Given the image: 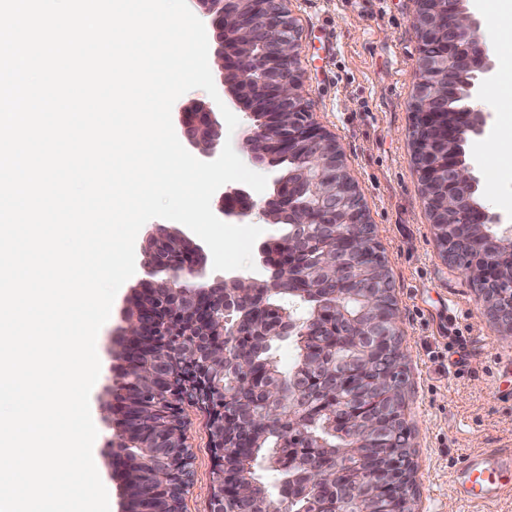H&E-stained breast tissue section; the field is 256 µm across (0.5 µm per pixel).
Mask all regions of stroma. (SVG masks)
Segmentation results:
<instances>
[{
	"mask_svg": "<svg viewBox=\"0 0 512 512\" xmlns=\"http://www.w3.org/2000/svg\"><path fill=\"white\" fill-rule=\"evenodd\" d=\"M480 36L495 62L478 104L487 115L470 137L487 210L512 224V0H470ZM301 45L302 93L310 119L335 136L374 228L400 316L403 423L414 465L411 512H512V481L495 501L470 503L451 481L460 460L490 448H512V331L482 308L478 287L454 269L438 241L413 163L411 103L419 41L414 0H291ZM146 222L135 245V273L119 289L96 350L101 371L90 394L98 436L93 459L108 492L110 512H125L104 453L120 428L100 409L119 380L109 355L144 276ZM185 441L193 453L192 484L182 512H208L213 456L205 414L183 404Z\"/></svg>",
	"mask_w": 512,
	"mask_h": 512,
	"instance_id": "stroma-1",
	"label": "stroma"
}]
</instances>
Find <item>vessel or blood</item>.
<instances>
[{
    "label": "vessel or blood",
    "mask_w": 512,
    "mask_h": 512,
    "mask_svg": "<svg viewBox=\"0 0 512 512\" xmlns=\"http://www.w3.org/2000/svg\"><path fill=\"white\" fill-rule=\"evenodd\" d=\"M512 472V448L467 455L456 471L457 482L473 499H489L499 488L500 477Z\"/></svg>",
    "instance_id": "vessel-or-blood-1"
}]
</instances>
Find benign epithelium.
Segmentation results:
<instances>
[{"mask_svg":"<svg viewBox=\"0 0 512 512\" xmlns=\"http://www.w3.org/2000/svg\"><path fill=\"white\" fill-rule=\"evenodd\" d=\"M287 0H195L209 19L216 43L213 66L235 103L256 119L245 141L256 163H288L276 193L260 202L243 189L222 192L226 218L253 214L285 224L277 242L288 262L266 280L248 275L209 280L206 257L192 242L159 225L146 238L145 277L126 326L114 340L121 381L104 409L120 420L129 394L148 397L142 408L157 419L165 447L121 431L106 448L124 472L152 456L144 490L158 497V512H181L190 487L193 457L180 414L187 402L206 413L214 457L209 512H224L235 499L257 496L258 452L281 469L290 434L308 428L312 447L333 453L336 499L341 512H408L411 480L408 435L401 421V386L392 382L401 360L397 304L390 281L377 267L382 257L367 210L344 171L336 138L309 120L297 67L299 43ZM468 0H416L413 24L419 39L413 112V160L423 199L446 256L479 288L485 310L512 329V225L500 223L479 203V180L466 159L468 137L486 123L477 104V81L492 62ZM216 104L190 98L180 107L189 145L210 157L223 147L224 126ZM301 296L303 306L282 307L279 319L262 318L271 294ZM266 345L293 339L298 359L285 377L273 363L257 371L246 361L240 337ZM254 439L238 457V471L224 475L226 449ZM358 441V446L349 441ZM141 449L137 454L134 449ZM370 448L383 463L366 467ZM320 467L293 455L279 497L311 501Z\"/></svg>","mask_w":512,"mask_h":512,"instance_id":"benign-epithelium-1","label":"benign epithelium"}]
</instances>
